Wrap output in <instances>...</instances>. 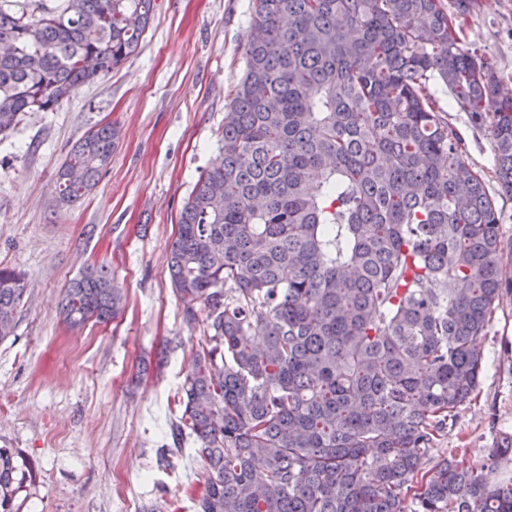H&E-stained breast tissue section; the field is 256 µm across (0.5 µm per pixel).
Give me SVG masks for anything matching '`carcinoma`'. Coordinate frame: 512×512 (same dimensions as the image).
I'll list each match as a JSON object with an SVG mask.
<instances>
[{
  "label": "carcinoma",
  "mask_w": 512,
  "mask_h": 512,
  "mask_svg": "<svg viewBox=\"0 0 512 512\" xmlns=\"http://www.w3.org/2000/svg\"><path fill=\"white\" fill-rule=\"evenodd\" d=\"M478 6L256 0L222 163L200 173L168 260L186 318L207 309L173 429L198 443V512H512L511 435L478 469L425 465L480 385L479 337L512 288L497 207L431 90L488 128L511 195L512 96L461 38ZM153 7L0 4V139L132 56ZM116 138L106 124L76 144L63 204ZM23 294L0 269V341ZM122 307L103 267L61 301L72 327ZM25 482L0 448V512Z\"/></svg>",
  "instance_id": "obj_1"
}]
</instances>
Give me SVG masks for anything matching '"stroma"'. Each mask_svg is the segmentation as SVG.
Segmentation results:
<instances>
[{
	"label": "stroma",
	"mask_w": 512,
	"mask_h": 512,
	"mask_svg": "<svg viewBox=\"0 0 512 512\" xmlns=\"http://www.w3.org/2000/svg\"><path fill=\"white\" fill-rule=\"evenodd\" d=\"M256 0H156L138 51L79 88L54 112L23 115L0 140V268L23 273L12 336L0 342V448L31 474L16 512H197L204 476L193 437L174 442L177 396L206 320L187 322L168 256L200 171L220 160L224 111L241 79ZM466 47L491 58L512 94V0H480ZM467 157L500 213L512 258V196L495 177L486 129L449 109ZM112 124V159L70 206L57 173L75 142ZM106 266L125 306L106 323L66 324L58 303L71 281ZM487 369L478 396L427 457L475 466L512 434V291L480 339ZM169 449L170 463L160 453Z\"/></svg>",
	"instance_id": "35a3bbf8"
}]
</instances>
